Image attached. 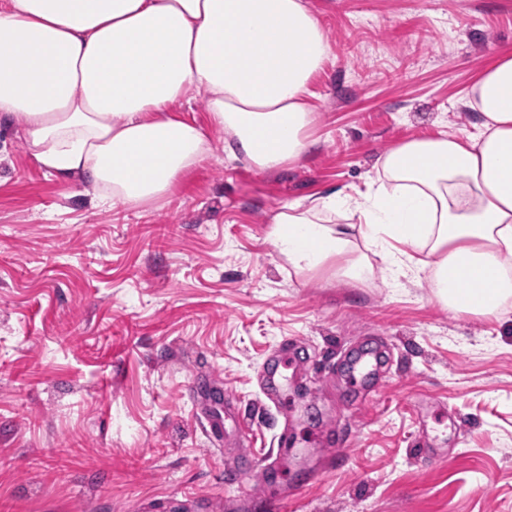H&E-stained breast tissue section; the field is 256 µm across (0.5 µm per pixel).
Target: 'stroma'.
<instances>
[{"label": "stroma", "mask_w": 512, "mask_h": 512, "mask_svg": "<svg viewBox=\"0 0 512 512\" xmlns=\"http://www.w3.org/2000/svg\"><path fill=\"white\" fill-rule=\"evenodd\" d=\"M306 4L332 54L281 169L228 160L215 132L169 197L104 205L0 122V512H512V308L449 311L376 256L364 283L304 276L268 237L283 205L366 191L398 143L474 132L512 0ZM287 343L277 409L262 378ZM376 348L373 395L348 367ZM208 409L236 414L220 451Z\"/></svg>", "instance_id": "35a3bbf8"}]
</instances>
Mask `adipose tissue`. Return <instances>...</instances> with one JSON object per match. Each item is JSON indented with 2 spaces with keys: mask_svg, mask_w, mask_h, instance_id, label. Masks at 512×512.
<instances>
[{
  "mask_svg": "<svg viewBox=\"0 0 512 512\" xmlns=\"http://www.w3.org/2000/svg\"><path fill=\"white\" fill-rule=\"evenodd\" d=\"M331 52L305 0H0V120L48 173L136 207L209 159L211 129L259 170L297 160ZM194 90L204 127L173 110ZM468 103L479 133L408 139L366 191L278 209L279 254L296 272L332 266L361 282L374 255L393 281L427 272L452 311L511 304L512 57L480 74Z\"/></svg>",
  "mask_w": 512,
  "mask_h": 512,
  "instance_id": "adipose-tissue-1",
  "label": "adipose tissue"
}]
</instances>
